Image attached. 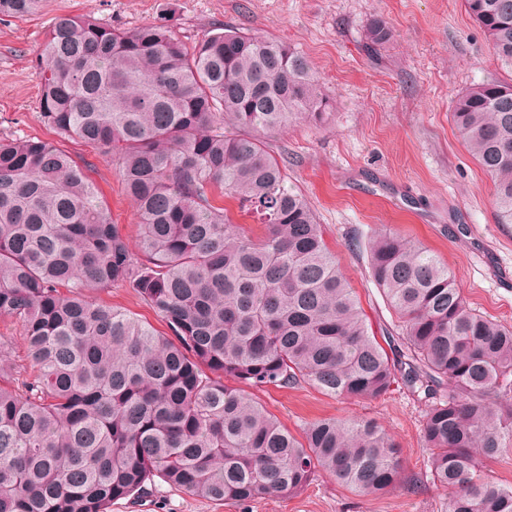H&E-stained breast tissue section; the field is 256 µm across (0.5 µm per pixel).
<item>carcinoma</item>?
<instances>
[{"label":"carcinoma","instance_id":"carcinoma-1","mask_svg":"<svg viewBox=\"0 0 512 512\" xmlns=\"http://www.w3.org/2000/svg\"><path fill=\"white\" fill-rule=\"evenodd\" d=\"M512 69V0H463ZM41 0H0V20ZM392 36L367 29L373 50ZM39 109L62 138L106 149L139 219L137 252L93 182L60 148L0 139V318L21 324L27 364L0 382V512H108L156 476L246 503L295 494L323 472L354 492L413 493L401 449L368 420L324 418L302 439L256 391L307 383L373 400L430 388L422 424L446 512H512L484 462L512 447V326L475 313L431 251L390 233L368 254L401 328V355L371 335L307 198L266 141L321 110L309 61L226 29L188 47L163 24L63 14L38 60ZM452 122L512 224V78L461 92ZM264 226L254 239L216 193ZM129 282L157 334L90 292Z\"/></svg>","mask_w":512,"mask_h":512}]
</instances>
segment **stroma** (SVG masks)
I'll return each mask as SVG.
<instances>
[{
	"instance_id": "stroma-1",
	"label": "stroma",
	"mask_w": 512,
	"mask_h": 512,
	"mask_svg": "<svg viewBox=\"0 0 512 512\" xmlns=\"http://www.w3.org/2000/svg\"><path fill=\"white\" fill-rule=\"evenodd\" d=\"M89 16L133 29L168 24L193 45L225 28L284 41L311 62L327 107L293 123L270 149L290 185L307 197L325 241L354 288L377 341L397 335V318L372 281L367 250L394 233L433 251L476 313L512 325V224L496 219L491 177L452 124L456 95L499 74L479 26L462 0H43L38 13L0 20V138L32 137L66 151L87 172L129 243L137 216L118 166L103 148L58 138L39 111L38 54L55 17ZM382 18L391 39L364 48L368 24ZM159 333L166 324L126 283L98 291ZM292 433L322 418L376 421L402 446L419 494H358L317 475L303 491L245 504L216 502L155 478L151 495L114 500L109 512H446L448 493L428 476L421 424L423 391L393 384L374 400H339L305 384L254 392Z\"/></svg>"
}]
</instances>
